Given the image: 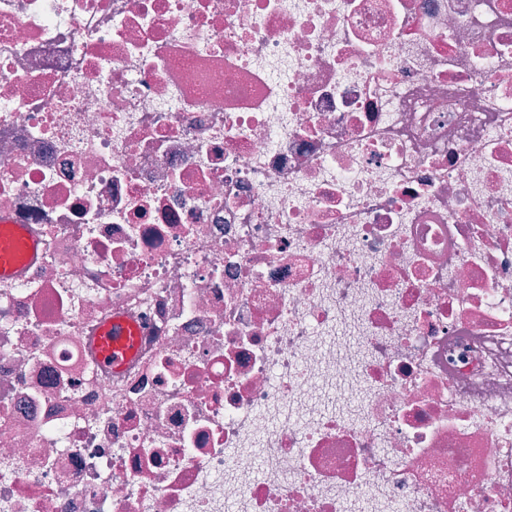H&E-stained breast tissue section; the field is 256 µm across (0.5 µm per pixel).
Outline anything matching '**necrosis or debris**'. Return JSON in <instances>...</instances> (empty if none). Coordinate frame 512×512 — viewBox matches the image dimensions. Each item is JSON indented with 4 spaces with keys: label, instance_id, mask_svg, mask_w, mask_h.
<instances>
[{
    "label": "necrosis or debris",
    "instance_id": "1",
    "mask_svg": "<svg viewBox=\"0 0 512 512\" xmlns=\"http://www.w3.org/2000/svg\"><path fill=\"white\" fill-rule=\"evenodd\" d=\"M0 223V512H512V0H0ZM20 249H24L27 258L32 260L37 256L38 243L33 239H0V280L7 281L18 277L21 267L16 264L15 256ZM138 330L123 316L106 325L98 339L99 359L113 369H120L138 339Z\"/></svg>",
    "mask_w": 512,
    "mask_h": 512
}]
</instances>
